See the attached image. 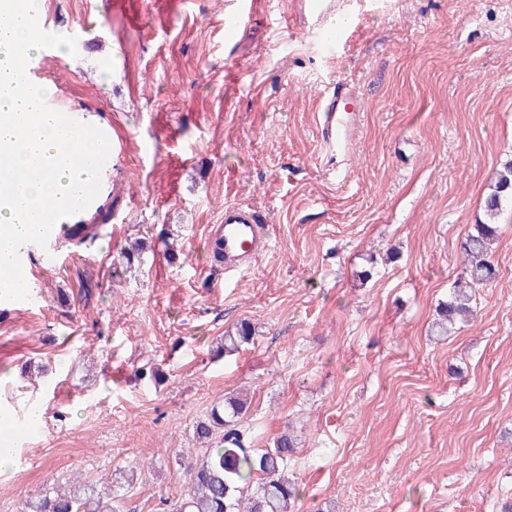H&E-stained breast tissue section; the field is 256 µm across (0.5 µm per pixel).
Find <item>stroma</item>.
<instances>
[{
	"label": "stroma",
	"mask_w": 512,
	"mask_h": 512,
	"mask_svg": "<svg viewBox=\"0 0 512 512\" xmlns=\"http://www.w3.org/2000/svg\"><path fill=\"white\" fill-rule=\"evenodd\" d=\"M66 51L33 62L62 111L123 143L86 223L98 238L39 265L37 303L0 307V410L36 400L0 512L43 486L141 464L121 512H170L193 429L248 390L255 447L293 430L297 512H500L512 499V204L476 318L429 327L459 246L512 160V0H42ZM341 37L326 44L337 14ZM363 100L343 180L319 96ZM264 213L271 249L233 281L205 240L225 205ZM140 261L124 254L137 239ZM369 280H361L365 269ZM251 345L214 359L239 321ZM163 373L143 384L140 367Z\"/></svg>",
	"instance_id": "obj_1"
}]
</instances>
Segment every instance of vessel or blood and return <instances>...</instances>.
<instances>
[{"label": "vessel or blood", "instance_id": "obj_1", "mask_svg": "<svg viewBox=\"0 0 512 512\" xmlns=\"http://www.w3.org/2000/svg\"><path fill=\"white\" fill-rule=\"evenodd\" d=\"M361 111L359 94L350 82H336L324 91L316 126L326 153L350 152ZM63 127L67 130L81 128L85 137L103 144L112 141L111 125L90 121L88 114L83 112L64 113ZM111 158L108 152L92 155L73 152L72 164L81 174L76 188L80 200L77 213L85 214L96 207L103 184L110 175ZM28 217L40 226L37 242L46 248L52 247L69 228L68 211L60 209L51 200L32 208ZM209 239L217 244L224 276L228 279L249 269L268 250L270 242L265 221L253 206L245 204L225 206L224 221L210 232ZM28 252V247H20L15 258L12 299L18 305L31 300L37 286V275L28 260Z\"/></svg>", "mask_w": 512, "mask_h": 512}]
</instances>
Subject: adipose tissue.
<instances>
[{"label":"adipose tissue","mask_w":512,"mask_h":512,"mask_svg":"<svg viewBox=\"0 0 512 512\" xmlns=\"http://www.w3.org/2000/svg\"><path fill=\"white\" fill-rule=\"evenodd\" d=\"M41 35L23 0H0V153L11 156L14 187L0 190V298L12 291L16 246L36 236L25 211L49 199L70 201L77 178L59 142V115L42 109L52 87L25 84L23 60L40 48Z\"/></svg>","instance_id":"1"}]
</instances>
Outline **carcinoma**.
Segmentation results:
<instances>
[{
    "instance_id": "1",
    "label": "carcinoma",
    "mask_w": 512,
    "mask_h": 512,
    "mask_svg": "<svg viewBox=\"0 0 512 512\" xmlns=\"http://www.w3.org/2000/svg\"><path fill=\"white\" fill-rule=\"evenodd\" d=\"M507 201L512 202V160L499 170L485 199L489 222L474 225L461 242L462 273L453 282L448 300L437 305L434 335L446 337L456 325L474 319L476 292L494 277L498 226L493 219ZM252 339L251 324L242 321L224 336L216 355H232ZM248 409L243 396L226 397L212 407L207 419L197 422L194 435L205 448L187 466L190 490L174 512H296L299 489L288 472L296 439L283 433L270 448L252 447L250 431L242 425ZM121 489L116 483L89 490L78 479L69 491L44 490L29 503V512H119Z\"/></svg>"
}]
</instances>
